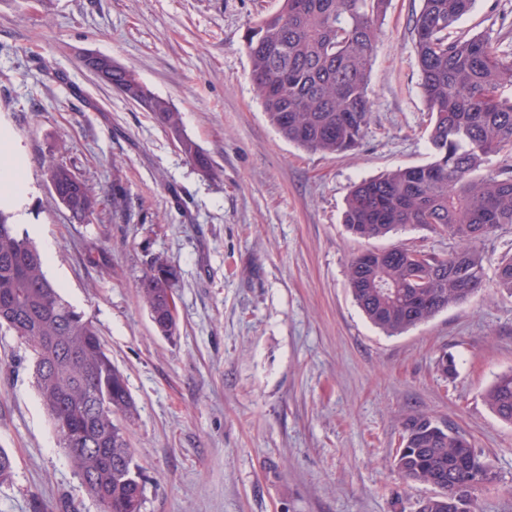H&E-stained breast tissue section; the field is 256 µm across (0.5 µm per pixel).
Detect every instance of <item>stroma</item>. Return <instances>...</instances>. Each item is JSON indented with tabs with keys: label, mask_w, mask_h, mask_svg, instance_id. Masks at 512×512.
Returning a JSON list of instances; mask_svg holds the SVG:
<instances>
[{
	"label": "stroma",
	"mask_w": 512,
	"mask_h": 512,
	"mask_svg": "<svg viewBox=\"0 0 512 512\" xmlns=\"http://www.w3.org/2000/svg\"><path fill=\"white\" fill-rule=\"evenodd\" d=\"M282 0H0V128L29 189L46 273L90 317L135 401L130 446L146 479L143 512H416L432 487L389 462L405 418L462 433L495 481L477 512H512V425L484 394L512 370V296L493 286L388 336L354 301L348 265L367 248L452 242L419 227L385 239L347 232L354 184L427 163L429 110L414 53L421 0H391L374 53L372 120L359 147L325 155L270 125L250 81L244 36ZM512 46V0H477L449 37ZM132 69L180 112L209 156L201 173L150 113L81 63ZM96 193L121 179L131 222L72 219L49 160ZM179 274L177 334L162 336L137 293L148 261ZM457 373L445 377L443 355ZM0 448L14 459L0 512H99L34 385L30 353L0 332Z\"/></svg>",
	"instance_id": "1"
}]
</instances>
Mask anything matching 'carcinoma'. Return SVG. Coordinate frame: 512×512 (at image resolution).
Returning <instances> with one entry per match:
<instances>
[{
    "label": "carcinoma",
    "instance_id": "1",
    "mask_svg": "<svg viewBox=\"0 0 512 512\" xmlns=\"http://www.w3.org/2000/svg\"><path fill=\"white\" fill-rule=\"evenodd\" d=\"M389 0H283L281 10L248 26L250 78L271 125L311 152L357 148L370 123L372 55ZM475 0H422L413 19L420 88L431 112V161L364 179L343 214L361 239L407 226L446 235V254L418 246L366 249L350 262L352 295L366 318L393 336L465 301L485 285L476 244L512 225V52L484 34L448 37V28ZM102 80L153 115L180 151L208 175L212 165L183 133L182 117L130 69L114 64ZM497 170L483 172L491 156ZM46 179L79 222L99 213L101 199L67 165L51 161ZM177 270L160 258L148 264L138 296L159 333L176 331ZM494 285L512 296V254L495 265ZM30 348L40 402L86 493L101 512H142L145 481L124 422L135 402L92 321L45 274L29 238L0 209V329ZM490 409L512 424V371L485 394ZM392 465L408 483L435 494L416 512H476V492L494 474L471 444L434 417L417 413L403 424Z\"/></svg>",
    "mask_w": 512,
    "mask_h": 512
}]
</instances>
